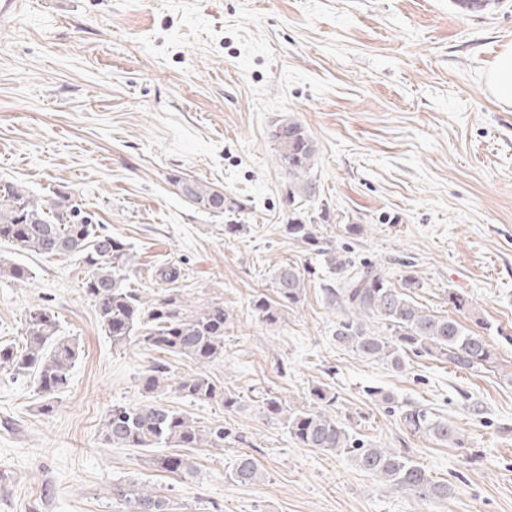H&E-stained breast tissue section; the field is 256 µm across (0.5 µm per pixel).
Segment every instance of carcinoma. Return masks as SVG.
<instances>
[{
	"label": "carcinoma",
	"mask_w": 512,
	"mask_h": 512,
	"mask_svg": "<svg viewBox=\"0 0 512 512\" xmlns=\"http://www.w3.org/2000/svg\"><path fill=\"white\" fill-rule=\"evenodd\" d=\"M280 166L288 169V199L312 197L310 178L314 148L305 128L290 119L273 130ZM174 183L193 204L213 213L224 212V191L198 180L177 177ZM288 235L321 255L336 270V282L325 289L328 305L339 315L333 332L336 343L358 355L400 369L409 354L428 355L468 371H480L496 363L495 353L484 337L467 329L471 303L462 294L448 293V306L455 315H440L419 306L410 296L420 287L413 274L396 286L375 262L357 261L317 235V227L300 219L287 225ZM22 253L43 256L76 254L87 269L84 294L94 303L99 321L112 344L135 339L165 353L180 355L206 366L224 356V330L229 314L224 303L209 301L192 307L175 288L160 299H147L130 286L135 274L130 246L79 217L76 206L65 196L34 198L13 183H0V242ZM310 270L288 264L274 279V296L259 295L253 310L261 322L278 324L287 309L301 301ZM27 283L30 270L17 262L0 260V278ZM79 356L78 344L59 334L55 312L36 305L26 315L22 346L0 345V370L31 376L38 392L51 396L66 387ZM167 366L157 364L147 371L143 389L155 393L168 387ZM174 388L196 400H214L224 408L237 406L239 396L197 373L175 382ZM312 408L285 412L272 393L263 397L269 416L287 413L288 432L306 448H318L352 456L361 470L378 476L394 491L406 492L420 501L448 499V484L434 480L405 454L391 448L365 445L353 437L333 414L336 396L317 386L310 392ZM401 422L413 434L443 444L463 445L460 434L448 421L427 408L416 407L402 414ZM105 442L115 448H222L232 438L224 424L200 426L171 407L151 401L138 405L117 404L103 420ZM159 468L184 477L194 471L193 461L180 454L153 460ZM264 464L252 455L240 456L232 476L241 483L264 479ZM112 498L127 502L130 512H172L170 500L135 486L112 485Z\"/></svg>",
	"instance_id": "obj_1"
}]
</instances>
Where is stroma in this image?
I'll list each match as a JSON object with an SVG mask.
<instances>
[{
	"mask_svg": "<svg viewBox=\"0 0 512 512\" xmlns=\"http://www.w3.org/2000/svg\"><path fill=\"white\" fill-rule=\"evenodd\" d=\"M510 45L512 0L481 11L453 0H24L0 23V181L66 196L130 244L143 296L163 293L154 271L175 264L185 301L220 299L230 319L223 357L203 369L134 340L113 345L80 291L78 258L1 242L0 258L35 276L0 278V344H22L41 304L80 352L51 397L0 371V512H127L108 494L115 483L147 486L173 512H512V107L484 83ZM288 119L315 149L316 194L293 202L269 137ZM176 175L223 190L235 209L189 204ZM296 218L393 283L414 272L421 307L444 314L449 292L463 294V324L491 344L496 367L413 354L396 369L338 345L324 300L336 273L289 237ZM287 264L309 268L304 297L270 327L252 301ZM158 362L174 380L205 370L239 407L147 394L141 378ZM318 385L358 439L448 483L447 501L416 500L345 455L303 447L258 397L265 387L304 409ZM151 399L237 438L187 449L186 478L150 452L106 445L105 413ZM412 406L460 428L463 447L406 429ZM243 453L262 461L264 481L231 479Z\"/></svg>",
	"mask_w": 512,
	"mask_h": 512,
	"instance_id": "stroma-1",
	"label": "stroma"
}]
</instances>
